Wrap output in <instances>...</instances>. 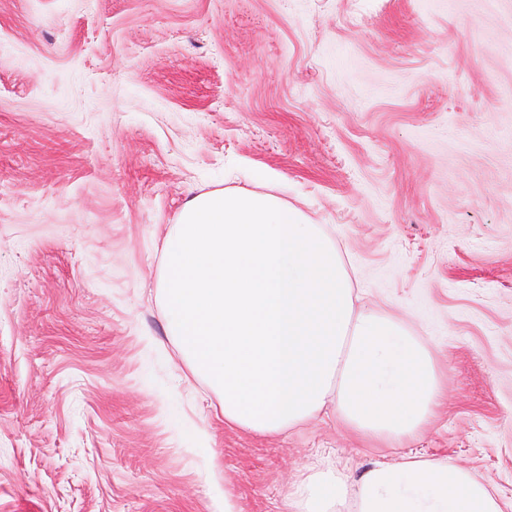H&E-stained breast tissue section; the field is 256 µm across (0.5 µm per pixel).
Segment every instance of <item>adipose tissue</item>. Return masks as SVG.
Masks as SVG:
<instances>
[{
	"label": "adipose tissue",
	"instance_id": "adipose-tissue-1",
	"mask_svg": "<svg viewBox=\"0 0 512 512\" xmlns=\"http://www.w3.org/2000/svg\"><path fill=\"white\" fill-rule=\"evenodd\" d=\"M155 292L168 341L226 425L275 436L331 416L405 442L443 402L430 345L404 319L361 305L325 226L274 193L190 197L164 235ZM288 502L292 512H512L474 471L416 455L317 461Z\"/></svg>",
	"mask_w": 512,
	"mask_h": 512
}]
</instances>
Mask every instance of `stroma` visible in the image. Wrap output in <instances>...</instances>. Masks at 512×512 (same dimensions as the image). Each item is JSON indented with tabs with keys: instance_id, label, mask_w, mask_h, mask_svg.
<instances>
[{
	"instance_id": "1",
	"label": "stroma",
	"mask_w": 512,
	"mask_h": 512,
	"mask_svg": "<svg viewBox=\"0 0 512 512\" xmlns=\"http://www.w3.org/2000/svg\"><path fill=\"white\" fill-rule=\"evenodd\" d=\"M271 178L448 388L415 439L217 419L154 298L193 194ZM404 454L512 503V0H0V512H289Z\"/></svg>"
}]
</instances>
